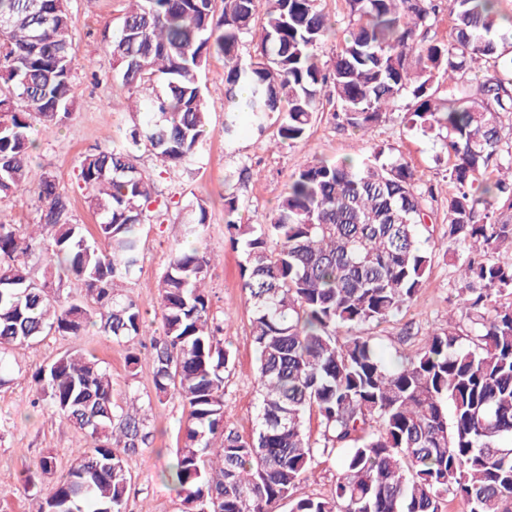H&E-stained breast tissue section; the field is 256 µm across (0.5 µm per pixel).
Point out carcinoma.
Masks as SVG:
<instances>
[{
  "label": "carcinoma",
  "mask_w": 512,
  "mask_h": 512,
  "mask_svg": "<svg viewBox=\"0 0 512 512\" xmlns=\"http://www.w3.org/2000/svg\"><path fill=\"white\" fill-rule=\"evenodd\" d=\"M222 8H217V3ZM501 0H347L344 37L326 62L318 50L332 24L321 0H129L114 44L113 66L125 85L163 92L152 116L129 131L123 150L85 154L79 180L102 215L98 239L73 218L54 176L29 162L36 122L72 115L76 60L65 0H0V198L32 193L46 238H26L0 223V363L47 336H78L89 327L131 348L136 370L147 348L154 397L188 408L183 446L163 474L183 512H441L452 495L464 512H512V264L487 254L512 251V220L487 222L512 201V14ZM446 43L428 39L443 9ZM260 29L252 49L242 37ZM224 58L225 103L273 119L276 142L299 144L324 104L367 135L404 103L407 128L443 139L448 178V239L466 248L459 267L460 306L469 343L448 325L429 334L417 356L397 369L376 351L366 325L409 306L433 261L425 236L432 191L408 163L383 162L376 144L359 161L313 159L291 176L270 223L238 221L239 201L224 197V223L242 247L243 288L252 304L258 413L245 438L224 423V323L212 311L206 281L213 257L197 247L170 250L156 283L161 333L143 340L144 310L118 288L140 260L138 227L155 186L139 166L145 147L164 167L192 165L213 133L201 74ZM488 66L477 81L468 62ZM208 209L199 201L183 235L206 238ZM47 256L42 278L28 259ZM84 292L64 291L63 278ZM347 336L339 338V330ZM33 380L43 404L86 434L88 447L67 470L42 456L47 485L41 512H126L127 457L153 442L139 413L114 401L112 377L93 355L66 351ZM317 416L311 439L305 415ZM318 455L336 456L328 498L291 500Z\"/></svg>",
  "instance_id": "1"
}]
</instances>
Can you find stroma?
Returning a JSON list of instances; mask_svg holds the SVG:
<instances>
[{"label":"stroma","instance_id":"35a3bbf8","mask_svg":"<svg viewBox=\"0 0 512 512\" xmlns=\"http://www.w3.org/2000/svg\"><path fill=\"white\" fill-rule=\"evenodd\" d=\"M127 6V0H67L72 48L79 63L72 116L61 124L35 125L32 132V166L55 177L59 189L71 200L75 219L91 232L96 229L98 217L89 210L86 192L76 181L80 161L95 149L127 148L126 132L133 122L141 120L151 97L148 90L124 86L113 71L112 40ZM202 82L208 99L215 103L211 113L214 134L203 144L196 162L185 169L166 171L150 152L140 153L142 170L152 175L160 199L168 201L170 208L164 223L141 225L140 261L124 291L143 308L156 309L155 284L169 249L179 240L182 224L191 221L197 200H206L207 247L217 257L208 289L214 312L224 320V345L234 358V367L224 382L225 424L241 435H251L258 392L251 304L240 275L244 255L229 241L224 197L230 193L238 197L242 223H270L290 176L312 159H356L371 144H383L390 147L391 158L411 166L421 187L434 191L432 230L436 256L428 277L401 314L364 329L384 359L397 364L415 356L427 332L447 328L451 323L461 334H468L467 317L454 312L462 286L457 272L459 251L449 242L444 222L446 197L453 186L448 181L446 156L435 136L408 132L402 123L403 113L398 110L367 140L334 121L326 111L302 143L272 150L268 144L274 126H258L247 113L239 114L236 132L225 135L223 58H211ZM69 349L94 353L111 373L113 385L122 397L143 398L154 392L148 360H141L137 370H129L127 346L94 330L65 339L50 336L7 357L8 383L0 387V512H40V498L23 486L25 473L35 470L40 457L48 452L56 456L59 465H68L75 449L87 445L81 431L30 404L35 393L33 373ZM146 422L155 439L152 447L128 460L131 481L127 512H182L180 498L161 483L160 474L183 445L186 411L182 402L172 397L148 412ZM337 476L335 458L317 456L307 479L296 486L294 499L331 496Z\"/></svg>","mask_w":512,"mask_h":512}]
</instances>
